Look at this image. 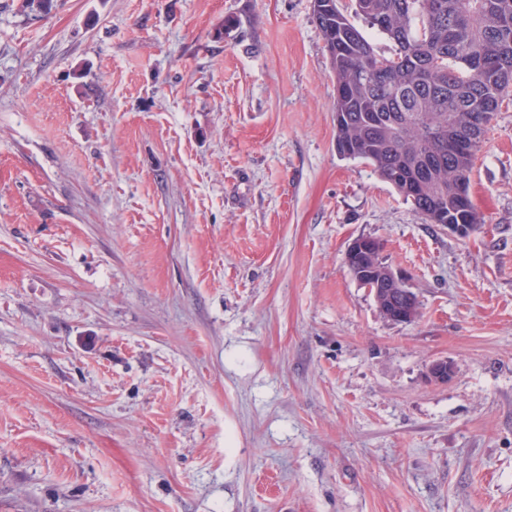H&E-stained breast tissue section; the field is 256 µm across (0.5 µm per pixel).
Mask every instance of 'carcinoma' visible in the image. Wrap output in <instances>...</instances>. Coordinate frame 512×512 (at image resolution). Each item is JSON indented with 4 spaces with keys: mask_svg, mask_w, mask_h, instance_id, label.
<instances>
[{
    "mask_svg": "<svg viewBox=\"0 0 512 512\" xmlns=\"http://www.w3.org/2000/svg\"><path fill=\"white\" fill-rule=\"evenodd\" d=\"M313 0V20L336 84V145L370 164L428 224L480 227L465 205L480 143L512 95V0ZM361 20L384 36L380 50ZM390 64L387 80L375 75ZM363 287L386 278L376 256L352 274ZM388 321L404 307L374 297Z\"/></svg>",
    "mask_w": 512,
    "mask_h": 512,
    "instance_id": "obj_1",
    "label": "carcinoma"
}]
</instances>
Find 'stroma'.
<instances>
[{
    "label": "stroma",
    "instance_id": "stroma-1",
    "mask_svg": "<svg viewBox=\"0 0 512 512\" xmlns=\"http://www.w3.org/2000/svg\"><path fill=\"white\" fill-rule=\"evenodd\" d=\"M21 3L0 512H512V100L461 238L337 155L312 0ZM360 236L415 322L349 274ZM380 241L372 237H357L349 245L345 254V263L348 269L356 268L365 256L378 252ZM388 284V288H399L402 291H405V296L407 297V302L409 305V309L407 311H403L400 313V311L404 307V302L402 301L401 297L396 292H387L384 288H380L379 293L377 296H375L374 289L371 288L370 292L372 293L375 303L377 305V308L380 312V314L388 321L396 322L393 320V316L396 314L401 315L404 322H411L413 320V316H415V319L420 316L419 311V302L417 304V300L414 298V296L411 294V292L407 289L409 288L407 285L406 278L399 272L393 270L390 268L388 270V280L386 281ZM417 306V307H416ZM416 307L415 315H414V309ZM416 319V320H417ZM415 320V321H416Z\"/></svg>",
    "mask_w": 512,
    "mask_h": 512
}]
</instances>
